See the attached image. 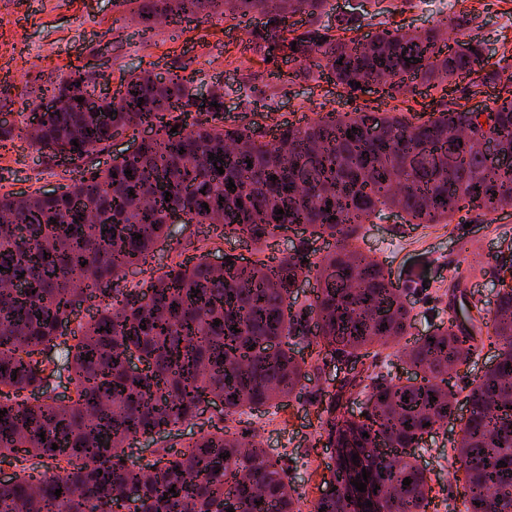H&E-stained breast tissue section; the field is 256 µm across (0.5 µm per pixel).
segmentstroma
Returning <instances> with one entry per match:
<instances>
[{"instance_id":"35a3bbf8","label":"stroma","mask_w":512,"mask_h":512,"mask_svg":"<svg viewBox=\"0 0 512 512\" xmlns=\"http://www.w3.org/2000/svg\"><path fill=\"white\" fill-rule=\"evenodd\" d=\"M423 2L384 0L378 7L373 0H330V10L319 23L333 27L339 19L355 18L359 27L353 35L358 39L384 27L421 29L436 21ZM450 2V17L470 18L464 37L483 42L488 69H512V0ZM253 25L250 19L174 20L156 25L145 35L117 0H0V116L6 117L11 130L6 138L10 150L0 153V194L25 197L59 190L78 173L105 169L113 157L133 150L140 141L141 131L121 132L75 166L29 148L26 126L32 100L52 87L61 73L75 68L93 77L101 92L110 96L122 76L189 67L196 73V93L205 96L213 85L223 86L225 125L248 127L267 140L277 125L297 126L320 112L360 107L369 112H401L423 122L444 108L492 105L501 90L500 85H485L471 77L444 91L421 86L398 99L373 86L351 95L331 80L297 77L296 63L265 60L250 42ZM354 244L384 262L392 279L408 288L414 317L410 334L416 339L452 316L448 295L455 284L475 282L472 301L485 309L493 305L502 268L512 266V205L484 217L465 213L449 224L419 227L386 211L362 225ZM227 255L247 261L258 257L253 246L231 230L179 224L174 237L158 241L140 272L127 282L149 280L160 267L184 256L209 262ZM299 355L307 362L308 375L300 394L284 405L226 417L218 401H209L195 424L175 427L157 441L141 439V462L155 460L161 448L182 450L200 433L221 424L278 456L302 496V507H309L319 495L332 455L321 443L318 396L335 392L351 367L333 353L317 356L304 347ZM354 368L363 377L376 374L402 382L411 373L395 348L362 357ZM447 455V448L433 447L419 462L431 477L436 512H464V480L440 464Z\"/></svg>"}]
</instances>
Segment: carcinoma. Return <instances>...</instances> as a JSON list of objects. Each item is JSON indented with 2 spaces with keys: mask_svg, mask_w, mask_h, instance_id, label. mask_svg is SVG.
<instances>
[{
  "mask_svg": "<svg viewBox=\"0 0 512 512\" xmlns=\"http://www.w3.org/2000/svg\"><path fill=\"white\" fill-rule=\"evenodd\" d=\"M328 2L120 5L132 7L146 28L169 17H258L255 46L299 63L297 76L327 73L351 94L371 80L391 99L471 75L501 80L500 72L485 69L480 45L458 52L441 23L382 29L361 46L328 28L288 36L291 18L317 20ZM93 86L79 70L60 76L51 93L55 108L29 125V145L40 152L52 143L75 161L128 128L149 125L153 136L137 153L79 176L61 192L0 195V458L16 468L11 482L0 484V512H118L126 505L130 512H302L301 495L279 460L222 428L173 460L156 459L152 475L129 460V450L141 437L197 419L211 395L224 398L227 415L292 397L306 363L288 347L290 339L352 358L400 342L412 328L411 307L384 265L353 240L385 210L398 211L408 224H449L464 208L487 215L512 204V166L497 159L512 154V76L484 113L448 108L418 123L401 112L330 111L300 126L285 124L268 141L220 124L219 85L209 92L217 102L211 120L184 124L196 93L178 72L131 75L103 100L94 98ZM486 138L494 145L485 154L475 141ZM173 208L255 246L269 245L291 226L335 244L316 262L293 252L274 264L227 257L219 271L202 260L175 263L139 290L119 289L158 240L173 236ZM279 209L284 214H275ZM310 276L314 299L296 309L297 283ZM85 298L98 300L95 313L60 334ZM483 319L477 304H464L459 316L417 338L406 359L423 373L420 380L382 383L368 375L330 397L322 424L326 447L336 449L332 483L341 486L364 469L367 494L387 496L384 512H427L430 477L409 449L455 416L448 370L477 341L463 323ZM490 322L496 362L466 395L470 414L452 445L465 476V512H486L491 497L501 512H512V288L498 291ZM270 343L278 347L273 355L261 351ZM57 346L70 360L74 396L32 401L51 376L41 355ZM133 353L146 371L128 369ZM347 391L365 397L364 418L339 411ZM46 459L55 472L33 480ZM351 505L346 492L328 489L311 512H351Z\"/></svg>",
  "mask_w": 512,
  "mask_h": 512,
  "instance_id": "1",
  "label": "carcinoma"
}]
</instances>
